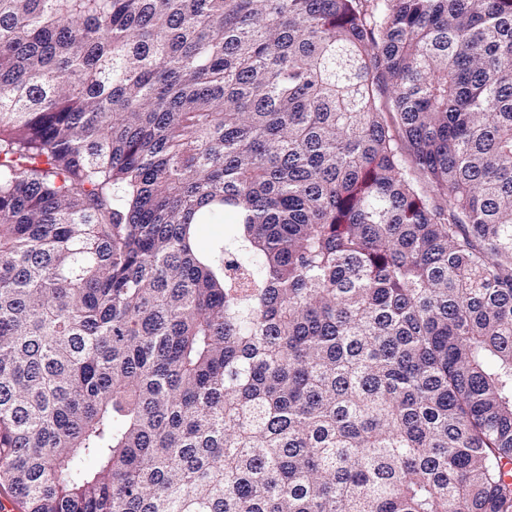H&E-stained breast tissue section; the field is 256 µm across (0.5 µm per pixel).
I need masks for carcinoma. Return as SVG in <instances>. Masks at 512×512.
Segmentation results:
<instances>
[{
    "label": "carcinoma",
    "instance_id": "obj_1",
    "mask_svg": "<svg viewBox=\"0 0 512 512\" xmlns=\"http://www.w3.org/2000/svg\"><path fill=\"white\" fill-rule=\"evenodd\" d=\"M0 492L512 512V0H0Z\"/></svg>",
    "mask_w": 512,
    "mask_h": 512
}]
</instances>
